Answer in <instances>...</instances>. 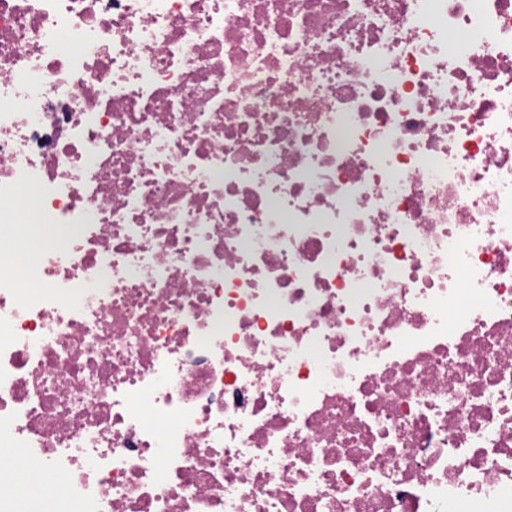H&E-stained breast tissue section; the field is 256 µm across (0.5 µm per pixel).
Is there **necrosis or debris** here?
Returning a JSON list of instances; mask_svg holds the SVG:
<instances>
[{
    "mask_svg": "<svg viewBox=\"0 0 512 512\" xmlns=\"http://www.w3.org/2000/svg\"><path fill=\"white\" fill-rule=\"evenodd\" d=\"M0 465L79 512H512V0H0Z\"/></svg>",
    "mask_w": 512,
    "mask_h": 512,
    "instance_id": "obj_1",
    "label": "necrosis or debris"
}]
</instances>
